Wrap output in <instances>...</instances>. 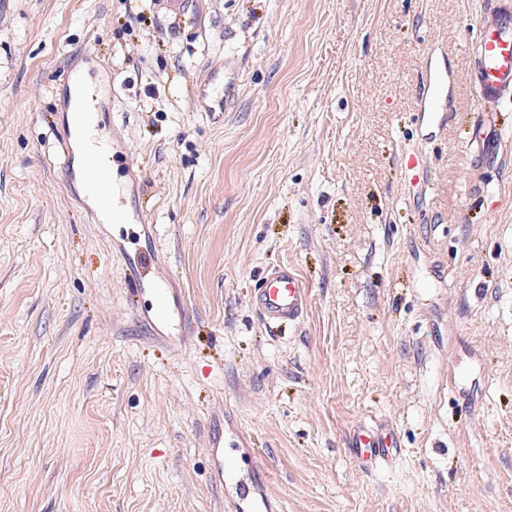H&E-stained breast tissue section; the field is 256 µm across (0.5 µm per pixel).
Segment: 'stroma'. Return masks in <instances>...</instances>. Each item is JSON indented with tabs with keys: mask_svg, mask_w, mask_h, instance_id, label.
I'll return each instance as SVG.
<instances>
[{
	"mask_svg": "<svg viewBox=\"0 0 512 512\" xmlns=\"http://www.w3.org/2000/svg\"><path fill=\"white\" fill-rule=\"evenodd\" d=\"M491 3L0 0V512H234L238 479L269 512H512V94L470 83ZM72 65L147 223L60 166ZM135 251L189 340L130 298ZM279 263L308 307L270 330L249 295ZM374 422L400 448L366 470ZM470 142L478 158H495L501 152V134L496 128L493 117L487 115L485 119L473 126ZM347 446L351 448L356 462L365 468L392 458L400 448L393 431L366 427L355 429L349 435Z\"/></svg>",
	"mask_w": 512,
	"mask_h": 512,
	"instance_id": "obj_1",
	"label": "stroma"
}]
</instances>
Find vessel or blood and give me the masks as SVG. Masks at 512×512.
Masks as SVG:
<instances>
[{"instance_id":"vessel-or-blood-1","label":"vessel or blood","mask_w":512,"mask_h":512,"mask_svg":"<svg viewBox=\"0 0 512 512\" xmlns=\"http://www.w3.org/2000/svg\"><path fill=\"white\" fill-rule=\"evenodd\" d=\"M480 37L474 45L472 83L480 97L497 100L512 93V0H496L494 8L483 13L479 22ZM67 84L76 91L73 111L78 128L86 129L94 123V97L84 84L80 71L67 68ZM470 142L477 157L495 158L501 152L502 139L493 118H485L472 129ZM82 175L95 189L106 218L117 224L147 221L145 208L130 209L127 205V178L137 165L135 154L122 142L112 144L111 152L88 150L84 153ZM133 295L152 289L155 309L151 322L173 327L183 334L186 313H173L166 284L159 275L130 274L128 278ZM251 303L263 322L271 327L283 324L299 325L308 304V290L300 275L286 265L269 269L253 289ZM348 448L358 464L372 467L377 462L396 455L399 443L393 431L360 427L349 436Z\"/></svg>"}]
</instances>
